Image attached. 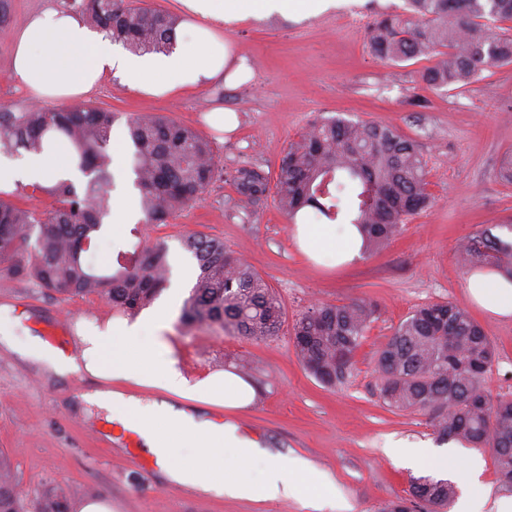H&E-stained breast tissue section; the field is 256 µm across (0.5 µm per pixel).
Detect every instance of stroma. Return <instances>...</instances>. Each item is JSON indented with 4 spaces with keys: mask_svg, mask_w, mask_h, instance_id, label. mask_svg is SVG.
Wrapping results in <instances>:
<instances>
[{
    "mask_svg": "<svg viewBox=\"0 0 512 512\" xmlns=\"http://www.w3.org/2000/svg\"><path fill=\"white\" fill-rule=\"evenodd\" d=\"M9 23L0 28V106L29 104L11 78L12 32L25 18L70 0H10ZM405 0H329L316 14L294 19H247L224 28L232 54L247 56L253 79L229 88L217 81L171 98L132 92L106 77L87 99L116 112V137H126L127 117L151 113L195 127L213 143L221 177L202 199L171 223L124 224L115 249H127L132 230L168 247V263L190 261L182 241L191 234L222 238L246 258L280 296L284 323L278 336L252 341L181 320L184 288L160 295L171 318L168 339L189 380L249 364L256 389L249 408L229 413L203 405L200 417L237 425L261 450L297 456L328 473L331 489L318 503L306 498L261 501L202 495L170 483L143 445L119 440V420L81 401L104 381L67 377L26 355L31 341L70 352L80 345L84 322L115 319L97 295L60 297L27 280L0 276V312L8 335H0V452L10 460L27 500L50 489L73 490V502L103 497L112 512H381L407 497L414 473L434 474V460L421 469L390 456L389 447L437 448L441 442L420 413L391 412L380 399L376 354L393 327L418 306L450 301L466 309L487 331L497 356L485 383L490 398L512 396V320L491 317L471 302L468 269L457 264L458 243L484 229L512 224V183L501 176L512 155V64L483 72L468 86L435 92L417 82L425 58L392 66L367 48V25L383 12L399 13ZM217 106L237 113V130L211 128L206 115ZM374 120L414 139L427 160L433 204L411 218L386 250L363 254L339 268L315 265L300 253L293 226L274 196L242 207L234 182L252 169L276 183L289 143L318 117L335 114ZM365 298L378 306L354 355L353 375L341 388H327L299 361L292 325L316 303L346 304Z\"/></svg>",
    "mask_w": 512,
    "mask_h": 512,
    "instance_id": "1",
    "label": "stroma"
}]
</instances>
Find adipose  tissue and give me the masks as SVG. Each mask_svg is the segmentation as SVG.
Returning <instances> with one entry per match:
<instances>
[{
    "label": "adipose tissue",
    "mask_w": 512,
    "mask_h": 512,
    "mask_svg": "<svg viewBox=\"0 0 512 512\" xmlns=\"http://www.w3.org/2000/svg\"><path fill=\"white\" fill-rule=\"evenodd\" d=\"M187 19L174 31L169 52L137 56L102 30L86 26L76 14L49 10L32 14L13 38L11 76L33 102L75 99L108 75L119 76L132 92L164 98L186 87L216 81L250 80L246 57L232 55L224 41L225 25L253 16L288 15L319 9L318 0H181ZM71 172L69 151L59 148L26 155L22 161L0 159V192L40 184ZM300 250L313 261L343 265L360 253L362 237L352 224H295ZM470 299L499 320L512 319V278L496 270L472 273ZM167 307L135 321L119 319L81 331V359L32 346L30 353L65 376L84 373L109 381L106 389L85 394V401L106 408L134 427L155 455L166 478L176 484L229 498L265 500L301 495L316 500L331 480L312 471L301 458L268 457L235 424H216L168 402L175 395L205 405L241 410L252 404L255 389L242 376L225 371L189 382L177 367L167 340ZM165 392L164 400L145 401L126 386Z\"/></svg>",
    "instance_id": "ef3b65f1"
}]
</instances>
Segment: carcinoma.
Here are the masks:
<instances>
[{
	"mask_svg": "<svg viewBox=\"0 0 512 512\" xmlns=\"http://www.w3.org/2000/svg\"><path fill=\"white\" fill-rule=\"evenodd\" d=\"M91 24L112 33L136 54L172 48L176 14L141 6L138 0H72ZM512 21V0H406L401 13L382 15L368 28V45L380 61L397 65L419 57L432 64L418 81L430 90L452 91L483 72L512 63V30L490 21ZM117 114L86 102L46 110L0 106V148L41 153L51 145L71 150L80 186L60 180L33 186L50 195L38 212L0 200V273L22 277L63 297L96 294L122 315H134L167 287L170 266L164 244L141 240L132 251L94 268L83 259L96 245L112 213L110 142ZM134 148V185L148 224H168L203 195L217 174L211 142L195 129L155 115L127 120ZM235 190L253 205L266 197V179L243 170ZM278 208L296 223L311 209L326 224H354L364 250L385 249L411 217L431 204L426 162L415 141L396 128L340 115L313 122L281 158L276 184ZM183 246L196 275L181 320L208 324L227 336L265 341L280 332L279 296L246 260L208 235L194 234ZM512 257V241L484 230L457 249L458 262L498 265ZM369 299L319 304L292 326L297 356L327 387L348 383L352 357L375 319ZM496 349L470 313L449 302H431L393 328L376 365L380 396L393 412H423L443 441L492 448L501 486L512 492V398L492 401L484 390ZM410 500L398 499L385 512H445L455 487L431 476L410 480ZM0 512H26L7 457L0 453ZM33 512H68L67 495L49 490Z\"/></svg>",
	"mask_w": 512,
	"mask_h": 512,
	"instance_id": "1",
	"label": "carcinoma"
}]
</instances>
